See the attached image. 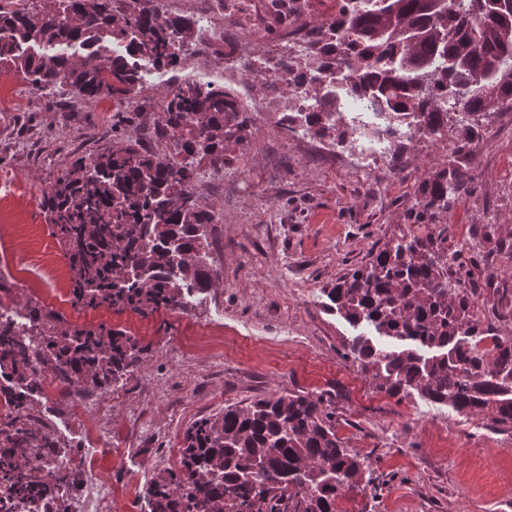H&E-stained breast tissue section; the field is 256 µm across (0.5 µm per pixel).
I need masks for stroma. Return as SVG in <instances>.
<instances>
[{"mask_svg": "<svg viewBox=\"0 0 512 512\" xmlns=\"http://www.w3.org/2000/svg\"><path fill=\"white\" fill-rule=\"evenodd\" d=\"M197 63L152 70L129 110L105 98L89 103L69 89L37 97L16 73L0 71V255L27 246L32 260L67 268L56 228L41 204L61 167L136 133L142 150L161 154V105ZM281 97L246 109L248 135L224 144V190L196 175L202 205L224 212L207 228V260L218 285L181 311L102 308L88 315L116 331L136 325L135 376L119 387L110 423L139 411L131 454L106 462L103 478L133 473L196 420L231 404L288 391L331 394L336 431L365 458L374 483L347 493L336 512H512V435L488 430L480 415H460L419 397L379 392L344 357L355 330L326 307L327 288L365 267L416 208L424 177L445 157L426 136L401 144L399 171L357 173L340 166L352 141L312 151L303 132L285 131ZM494 224L512 236V137L491 141L466 192L448 214L450 237Z\"/></svg>", "mask_w": 512, "mask_h": 512, "instance_id": "1", "label": "stroma"}]
</instances>
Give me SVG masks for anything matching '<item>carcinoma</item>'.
Returning <instances> with one entry per match:
<instances>
[{
	"label": "carcinoma",
	"mask_w": 512,
	"mask_h": 512,
	"mask_svg": "<svg viewBox=\"0 0 512 512\" xmlns=\"http://www.w3.org/2000/svg\"><path fill=\"white\" fill-rule=\"evenodd\" d=\"M145 0L117 11L114 0H45L42 10L0 8V70L32 86H68L96 102L143 91L141 64L174 67L196 41V23L154 18ZM326 17L309 22L305 65L283 84L288 114L320 137L337 135L344 113L319 102L324 74L345 81L351 94L386 112L391 134L402 124L453 148L421 185L414 224L390 238L368 266L343 277L326 296L348 323H367L374 340L344 341L375 388L392 397L413 393L457 413L484 415L487 426L512 434V336L480 346L475 306L484 288V252L448 244V209L477 165L479 122L512 111V0H334ZM264 28L280 34L295 15L292 0L274 4ZM93 52L78 54L84 42ZM127 51H112L114 44ZM316 105L301 109L297 98ZM236 97L213 83L186 82L166 97L160 125L180 133L190 161L162 168L130 137L66 169L46 191L58 238L70 259L73 292L86 308L142 311L181 305L182 289L207 290L220 272L207 263L205 227L211 210L191 191L195 163L224 164V142L247 136ZM489 253L512 259V241L483 225ZM466 283L452 288L450 283ZM489 288L488 310L512 322V275ZM54 339L45 368L67 370L87 385H116L132 367L137 343L98 327H69L52 314ZM25 380L23 346L0 341V367ZM372 483L366 460L336 433L328 393L289 391L194 423L182 446V472L157 474L146 488L149 512H336V500Z\"/></svg>",
	"instance_id": "cac0c4a2"
}]
</instances>
